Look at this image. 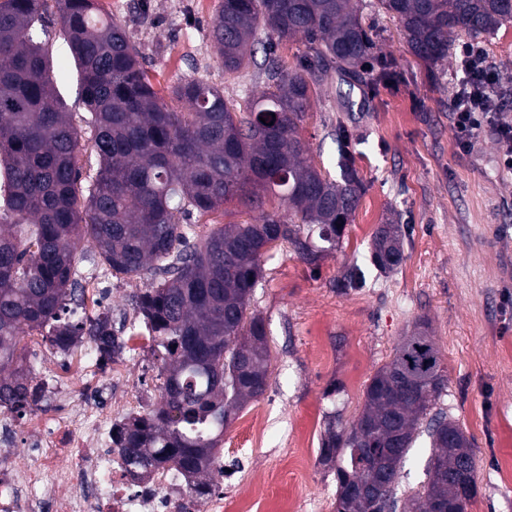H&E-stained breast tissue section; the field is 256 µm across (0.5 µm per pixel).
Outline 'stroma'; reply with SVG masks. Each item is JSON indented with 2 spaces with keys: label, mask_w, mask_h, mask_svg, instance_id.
<instances>
[{
  "label": "stroma",
  "mask_w": 512,
  "mask_h": 512,
  "mask_svg": "<svg viewBox=\"0 0 512 512\" xmlns=\"http://www.w3.org/2000/svg\"><path fill=\"white\" fill-rule=\"evenodd\" d=\"M98 0L120 21L155 89L193 76L220 86L227 100L259 97L267 79L257 68L227 75L210 37L218 0ZM376 53L391 56L398 83L370 87L330 77L314 93L299 126L312 164L331 176L340 147H348L363 179L359 205L335 248L317 263L294 247L276 243L263 257V278L250 313L263 318L271 350L265 393L243 406L224 430L225 462L239 471L224 488L225 512L246 492L260 498L252 512H336V476L319 462L324 415L337 408L345 420L361 411L364 388L389 361L416 319L427 318L448 375L435 407L458 420L477 459L478 493L466 512H512V172L498 164L499 145L484 125L475 148L460 151L448 120L458 76L454 59L435 70L416 60L398 34L397 22L363 0ZM55 67L56 84L74 120L86 107L69 47L58 27L34 29ZM503 75L502 111L512 113V24L481 39ZM402 225L404 261L392 273L370 263L372 236L381 224ZM361 275L342 288L347 273ZM27 354L45 362L58 383L76 369L78 350L57 353L39 335L26 339ZM160 362L144 345L126 374L145 402L159 396ZM334 384L342 391L329 399ZM267 419L264 433L251 427ZM300 454L299 472H287V456ZM426 438L411 448L397 488L406 500L426 481Z\"/></svg>",
  "instance_id": "1"
}]
</instances>
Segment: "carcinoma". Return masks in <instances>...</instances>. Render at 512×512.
Instances as JSON below:
<instances>
[{"mask_svg": "<svg viewBox=\"0 0 512 512\" xmlns=\"http://www.w3.org/2000/svg\"><path fill=\"white\" fill-rule=\"evenodd\" d=\"M410 53L429 64L456 38H477L512 22V0H377ZM362 0H220L211 40L224 72L258 66L257 30L277 42L304 39L307 64L267 70L268 89L233 104L206 80L172 89L164 102L125 27L97 0H0V406L17 414L40 399L25 367L23 340L36 332L67 353L84 339L106 360L124 343L112 316L78 317L69 302L81 285L76 256L112 275L149 278L132 298L155 343L163 382L144 414L112 430L134 477L171 467L200 497L211 493L224 426L264 394L270 354L266 326L249 313L262 258L279 241L314 263L335 247L358 206L362 180L345 154L340 179L309 161L298 135L311 95L324 80L367 74L392 83L396 62L374 56ZM59 25L77 63L96 172L82 186L81 130L34 41L37 24ZM266 122H261V119ZM260 187L286 205L222 224L197 237L186 220ZM382 273L403 259L399 224H382L371 243ZM429 321L418 320L365 386L358 430L325 415L319 462L336 475V512H393L406 457L429 439L427 482L406 512H466L477 494L476 457L463 426L432 412L447 388Z\"/></svg>", "mask_w": 512, "mask_h": 512, "instance_id": "cac0c4a2", "label": "carcinoma"}]
</instances>
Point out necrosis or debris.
I'll return each instance as SVG.
<instances>
[{"instance_id":"obj_1","label":"necrosis or debris","mask_w":512,"mask_h":512,"mask_svg":"<svg viewBox=\"0 0 512 512\" xmlns=\"http://www.w3.org/2000/svg\"><path fill=\"white\" fill-rule=\"evenodd\" d=\"M80 363L73 397L44 390L51 408L21 417L0 407V512H224L223 496L196 498L175 470L127 473L112 427L141 401L125 385L88 400L91 383L112 380L114 368L92 348Z\"/></svg>"}]
</instances>
